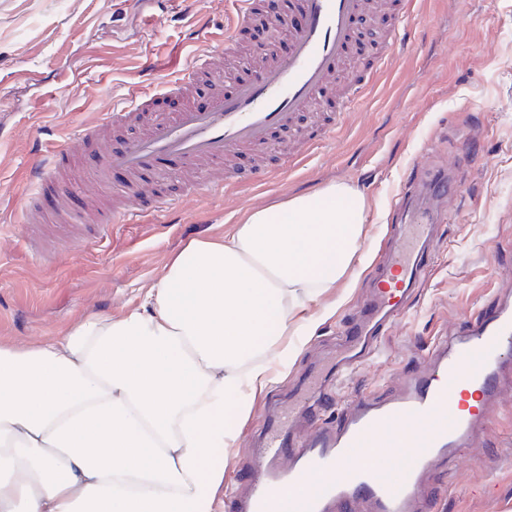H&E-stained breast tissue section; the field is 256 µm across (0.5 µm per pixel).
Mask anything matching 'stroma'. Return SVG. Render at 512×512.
<instances>
[{"instance_id":"35a3bbf8","label":"stroma","mask_w":512,"mask_h":512,"mask_svg":"<svg viewBox=\"0 0 512 512\" xmlns=\"http://www.w3.org/2000/svg\"><path fill=\"white\" fill-rule=\"evenodd\" d=\"M416 13L383 79L302 166L259 187L203 192L134 224L87 225L80 244L52 233L36 247L21 222L27 171L132 88L187 68L223 33L224 0H0V346L55 339L90 315L121 317L189 241L223 238L255 204L277 207L332 183L364 196L360 250L376 265L410 170H457L465 191L440 202L450 221L408 310L340 386L327 372L370 293V274L325 293L309 335L285 336L296 348L286 372L257 394L225 449V490L246 492L243 463L269 403H287L310 376L327 378L320 403L330 422L343 401L396 395L428 365L437 336L512 295V0H416ZM465 141L472 147L464 155ZM502 353V388L484 428L452 475L426 482L436 512H512V345Z\"/></svg>"}]
</instances>
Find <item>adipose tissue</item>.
Wrapping results in <instances>:
<instances>
[{"instance_id": "adipose-tissue-1", "label": "adipose tissue", "mask_w": 512, "mask_h": 512, "mask_svg": "<svg viewBox=\"0 0 512 512\" xmlns=\"http://www.w3.org/2000/svg\"><path fill=\"white\" fill-rule=\"evenodd\" d=\"M364 196L332 184L190 241L146 300L49 343L0 346V512H214L224 450L351 284Z\"/></svg>"}]
</instances>
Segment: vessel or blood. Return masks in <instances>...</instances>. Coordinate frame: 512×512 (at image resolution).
<instances>
[{
  "instance_id": "vessel-or-blood-1",
  "label": "vessel or blood",
  "mask_w": 512,
  "mask_h": 512,
  "mask_svg": "<svg viewBox=\"0 0 512 512\" xmlns=\"http://www.w3.org/2000/svg\"><path fill=\"white\" fill-rule=\"evenodd\" d=\"M232 20L224 33L171 83L168 90L186 98V106L153 124L142 137L105 152L86 175L106 194L105 207L95 208L97 224L133 223L142 216L141 176L152 163L167 157L181 161L184 193L201 194L242 183L266 181L273 171H286L309 158L321 141L336 134L339 115L365 94L398 49V33L414 11L413 0H398L397 25L380 21L381 0H290L288 10L299 25L291 29L288 55L269 49L250 78L235 80L230 91L215 90L206 108L190 105L197 86L224 80V61L235 57L236 33L264 21L262 0H229ZM365 20L358 32L356 20ZM368 37L374 53L366 79L343 84L339 113L325 118L320 134L299 123L300 114L318 104L348 60V50ZM157 90L141 88L101 120L85 128L81 143L101 137L112 126H133L150 112ZM296 128L292 149L279 151L274 164L243 170L235 160L242 153L268 148L272 136ZM71 163L68 145L50 150L27 176L22 209L27 227L81 224L84 213L71 206L74 183L63 170ZM127 177L114 186L112 176ZM462 184L439 170L421 181L423 200L394 228L393 245L383 265L373 269L378 285L366 300L362 321L345 333L343 356L336 363L337 381H347L356 365L374 352V339L387 321L405 313L410 298L434 266L438 226L432 206ZM52 195L54 207L40 200ZM512 341V301L497 303L492 312L477 311L455 335L435 346L432 366L409 376L396 396L378 400L363 396L351 401L337 423L322 419L309 397L322 384L311 380L269 421L261 448L246 461L252 481L247 495L225 501L226 512H433L422 494L426 474L452 470L460 448L480 431L489 416L501 381L500 349Z\"/></svg>"
}]
</instances>
